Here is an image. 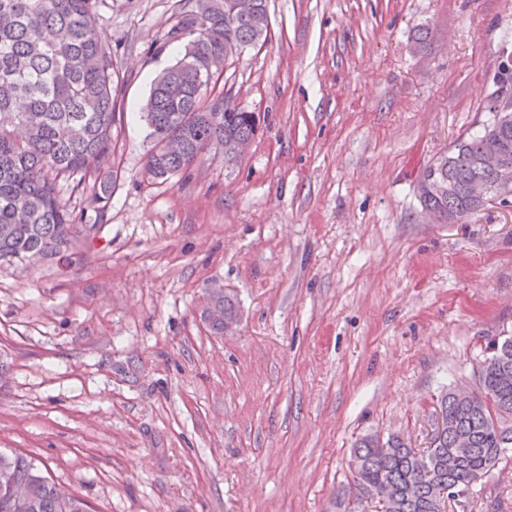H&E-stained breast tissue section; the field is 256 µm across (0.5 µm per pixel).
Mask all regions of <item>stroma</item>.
I'll use <instances>...</instances> for the list:
<instances>
[{"label": "stroma", "instance_id": "1", "mask_svg": "<svg viewBox=\"0 0 512 512\" xmlns=\"http://www.w3.org/2000/svg\"><path fill=\"white\" fill-rule=\"evenodd\" d=\"M192 5L95 0L112 153L58 182L93 227L71 264L0 267V450L93 512H336L354 442L428 447L438 396L477 391L488 341L512 336V211L432 224L417 193L488 118L512 0H269L268 43L217 84L261 116L249 149L160 183L140 110ZM218 286L227 336L200 317ZM448 512H512V469ZM212 315H215L214 317ZM204 318L214 336L233 334L237 323L224 324L231 321H238L239 313L234 299L224 294V288H211L209 292V303L204 311Z\"/></svg>", "mask_w": 512, "mask_h": 512}]
</instances>
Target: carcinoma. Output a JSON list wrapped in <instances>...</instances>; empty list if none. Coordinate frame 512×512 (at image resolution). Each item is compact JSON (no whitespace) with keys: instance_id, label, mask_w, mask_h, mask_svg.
I'll return each instance as SVG.
<instances>
[{"instance_id":"obj_1","label":"carcinoma","mask_w":512,"mask_h":512,"mask_svg":"<svg viewBox=\"0 0 512 512\" xmlns=\"http://www.w3.org/2000/svg\"><path fill=\"white\" fill-rule=\"evenodd\" d=\"M236 0H194L168 31L185 43L184 55L153 81L144 110L153 146L145 168L156 180L193 166L208 146L224 142V159L238 155L232 143L255 136L250 112L224 111V94L203 99L217 83L211 66L224 58V45L245 49L270 38L268 0H254L255 11L242 20L232 15ZM201 74L186 79L184 66ZM487 96L512 106V67L496 71ZM112 52L101 43L92 0H0V265L36 255L64 258L75 234L82 232L62 205L60 177H83L109 156L116 120ZM458 139L421 173L417 192L425 209L439 212L446 224L478 211L467 186L482 176L480 160L497 149L512 160V126ZM184 148L165 151L164 139ZM453 182L454 192H440ZM204 318L211 333L239 319L234 299L212 288ZM479 369V391L454 392L437 404L448 421L435 446L425 450L433 474L418 472V449L403 438L361 437L351 452L348 489L336 498L338 512H366V499L378 497L385 512H444L441 487L458 497L477 487L476 479L512 450V336L493 340ZM458 453L448 470V454ZM0 512H90L79 496L59 487L27 455L0 451Z\"/></svg>"}]
</instances>
